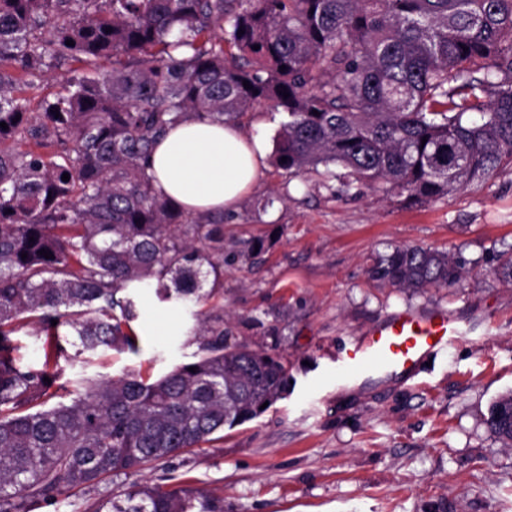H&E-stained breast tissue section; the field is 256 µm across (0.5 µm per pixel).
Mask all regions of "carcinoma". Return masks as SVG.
Wrapping results in <instances>:
<instances>
[{
  "label": "carcinoma",
  "instance_id": "cac0c4a2",
  "mask_svg": "<svg viewBox=\"0 0 512 512\" xmlns=\"http://www.w3.org/2000/svg\"><path fill=\"white\" fill-rule=\"evenodd\" d=\"M73 63L81 73L41 111L15 95ZM261 106L288 115L277 167L339 166L346 192L423 202L512 171V0H0V512H33L64 486L91 491L218 440L288 391L280 358L207 316L192 360L154 379L82 376L48 405L66 337L84 351H137L126 290L153 285L190 303L220 293L224 225L172 203L148 170L175 124ZM371 275L416 290L462 277L447 253L415 246ZM28 323L45 337L39 368L12 357ZM511 407L508 393L486 419L506 447L500 411ZM87 512L224 506L144 485Z\"/></svg>",
  "mask_w": 512,
  "mask_h": 512
}]
</instances>
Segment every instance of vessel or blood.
Instances as JSON below:
<instances>
[{
  "instance_id": "b4317fda",
  "label": "vessel or blood",
  "mask_w": 512,
  "mask_h": 512,
  "mask_svg": "<svg viewBox=\"0 0 512 512\" xmlns=\"http://www.w3.org/2000/svg\"><path fill=\"white\" fill-rule=\"evenodd\" d=\"M459 337L456 321L448 315L405 311L383 319L345 348L342 362L354 379L410 377L428 355Z\"/></svg>"
}]
</instances>
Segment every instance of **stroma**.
Here are the masks:
<instances>
[{
    "mask_svg": "<svg viewBox=\"0 0 512 512\" xmlns=\"http://www.w3.org/2000/svg\"><path fill=\"white\" fill-rule=\"evenodd\" d=\"M342 176L267 165L234 211L212 217L225 242L262 244L256 257L227 259L220 294L195 305L132 289L138 352L70 345L57 364L62 384L129 370L156 378L196 352L197 314L220 315L233 341L281 356L287 395L218 442L90 495L64 489L38 512H86L91 498L134 484L199 490L224 512H512V447L485 424L512 393V284L494 275L512 251V172L418 204L343 192ZM403 245L447 252L461 281L413 292L372 279L376 258ZM406 309L454 317L460 339L412 379L349 377L337 354Z\"/></svg>",
    "mask_w": 512,
    "mask_h": 512,
    "instance_id": "stroma-1",
    "label": "stroma"
}]
</instances>
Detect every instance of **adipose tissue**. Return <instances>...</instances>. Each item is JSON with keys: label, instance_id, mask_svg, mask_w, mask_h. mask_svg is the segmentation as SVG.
<instances>
[{"label": "adipose tissue", "instance_id": "ef3b65f1", "mask_svg": "<svg viewBox=\"0 0 512 512\" xmlns=\"http://www.w3.org/2000/svg\"><path fill=\"white\" fill-rule=\"evenodd\" d=\"M267 143L232 123L187 121L159 140L150 173L161 192L194 213L231 211L260 179Z\"/></svg>", "mask_w": 512, "mask_h": 512}]
</instances>
